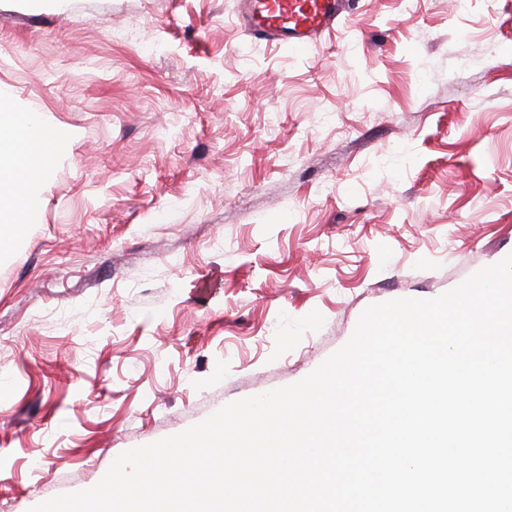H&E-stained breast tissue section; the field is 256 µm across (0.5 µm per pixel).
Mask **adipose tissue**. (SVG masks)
Wrapping results in <instances>:
<instances>
[{
  "instance_id": "1",
  "label": "adipose tissue",
  "mask_w": 512,
  "mask_h": 512,
  "mask_svg": "<svg viewBox=\"0 0 512 512\" xmlns=\"http://www.w3.org/2000/svg\"><path fill=\"white\" fill-rule=\"evenodd\" d=\"M0 127L11 131L0 141V158L11 161L9 177L0 180V211L20 212L26 206L24 187L50 165L63 145V134L33 113L16 120L1 113Z\"/></svg>"
}]
</instances>
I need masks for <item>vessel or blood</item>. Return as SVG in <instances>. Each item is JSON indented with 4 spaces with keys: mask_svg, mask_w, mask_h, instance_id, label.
Instances as JSON below:
<instances>
[{
    "mask_svg": "<svg viewBox=\"0 0 512 512\" xmlns=\"http://www.w3.org/2000/svg\"><path fill=\"white\" fill-rule=\"evenodd\" d=\"M345 0H240L239 19L249 36L288 51L319 48L344 12Z\"/></svg>",
    "mask_w": 512,
    "mask_h": 512,
    "instance_id": "vessel-or-blood-1",
    "label": "vessel or blood"
}]
</instances>
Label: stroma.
Wrapping results in <instances>:
<instances>
[{
  "label": "stroma",
  "instance_id": "1",
  "mask_svg": "<svg viewBox=\"0 0 512 512\" xmlns=\"http://www.w3.org/2000/svg\"><path fill=\"white\" fill-rule=\"evenodd\" d=\"M452 2L355 0L295 56L238 0H0V109L68 135L0 215L8 512L512 253V0Z\"/></svg>",
  "mask_w": 512,
  "mask_h": 512
}]
</instances>
